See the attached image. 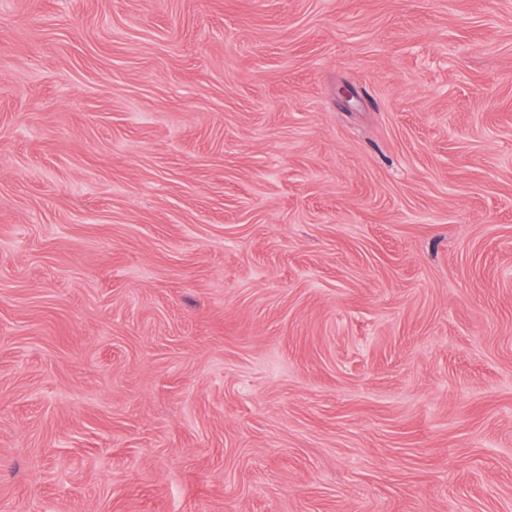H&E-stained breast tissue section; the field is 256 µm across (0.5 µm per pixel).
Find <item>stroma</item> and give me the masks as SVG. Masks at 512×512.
<instances>
[{
	"mask_svg": "<svg viewBox=\"0 0 512 512\" xmlns=\"http://www.w3.org/2000/svg\"><path fill=\"white\" fill-rule=\"evenodd\" d=\"M0 512H512V0H0Z\"/></svg>",
	"mask_w": 512,
	"mask_h": 512,
	"instance_id": "35a3bbf8",
	"label": "stroma"
}]
</instances>
